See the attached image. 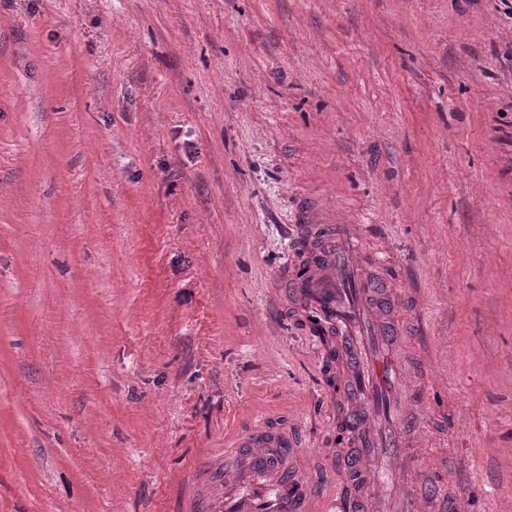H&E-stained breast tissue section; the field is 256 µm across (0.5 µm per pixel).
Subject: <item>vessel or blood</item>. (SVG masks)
<instances>
[{
	"label": "vessel or blood",
	"mask_w": 512,
	"mask_h": 512,
	"mask_svg": "<svg viewBox=\"0 0 512 512\" xmlns=\"http://www.w3.org/2000/svg\"><path fill=\"white\" fill-rule=\"evenodd\" d=\"M302 220L312 258L290 279V295L309 333L337 337L342 347L336 386L350 401L336 431L337 442L348 445L336 458L339 478L331 494L318 499L288 461L268 466V449L287 450L288 437L261 415L234 435L228 450L234 466L225 467L219 457L183 483L180 512H358L356 489L372 490L385 470L404 461L409 417L399 404L400 374L388 353L400 328L377 300L382 284L361 273L351 225L321 217L310 205ZM439 498L436 489L425 498L406 488L398 505L400 512H427Z\"/></svg>",
	"instance_id": "b4317fda"
}]
</instances>
